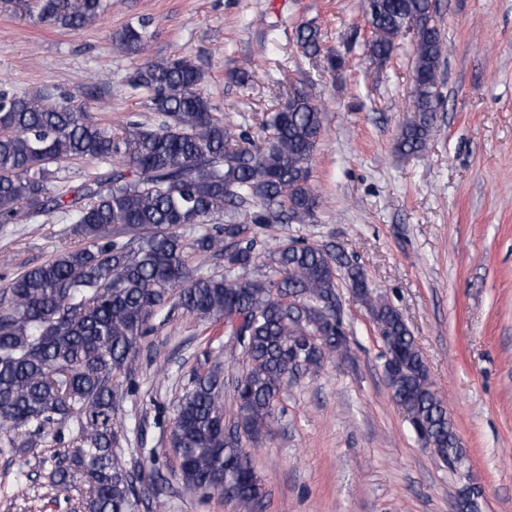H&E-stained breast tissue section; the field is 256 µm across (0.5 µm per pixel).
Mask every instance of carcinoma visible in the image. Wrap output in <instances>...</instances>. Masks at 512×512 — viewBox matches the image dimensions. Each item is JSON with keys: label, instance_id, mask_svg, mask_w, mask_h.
Listing matches in <instances>:
<instances>
[{"label": "carcinoma", "instance_id": "carcinoma-1", "mask_svg": "<svg viewBox=\"0 0 512 512\" xmlns=\"http://www.w3.org/2000/svg\"><path fill=\"white\" fill-rule=\"evenodd\" d=\"M36 20L79 30L98 20L105 0H35ZM381 37L370 54L386 58L402 30L412 44L413 119L397 136L404 157L424 153L439 111L438 71L446 51L430 24L433 0H363ZM150 23L127 26L116 39L138 55ZM304 55H321V33L298 28ZM204 75L189 56L145 62L135 87L148 92L159 122L112 130L86 106L48 92L0 91V226L59 214L82 241L14 277L0 292V432L43 433L69 426L73 448L51 473L67 489L86 485L84 512H134L150 492L116 448V396L130 383L143 341L169 304L200 321L244 318L238 332L249 366L233 387L239 444L225 436L220 357L174 406L168 446L179 478L201 500L219 493L238 512H258L264 487L248 445L271 433L282 383L316 374L327 359L351 356L342 322L327 309L338 299V273L364 304L397 365L386 377L411 429L443 463L462 456L447 406L425 385L427 365L403 316L368 290L363 268L318 244L282 246L255 269L254 224L310 221L318 207L312 160L323 135V108L293 89L268 113L264 146L238 143L201 90ZM112 165L77 186L58 176L61 164ZM197 227L193 250L224 257V273H206L186 256L180 229Z\"/></svg>", "mask_w": 512, "mask_h": 512}]
</instances>
